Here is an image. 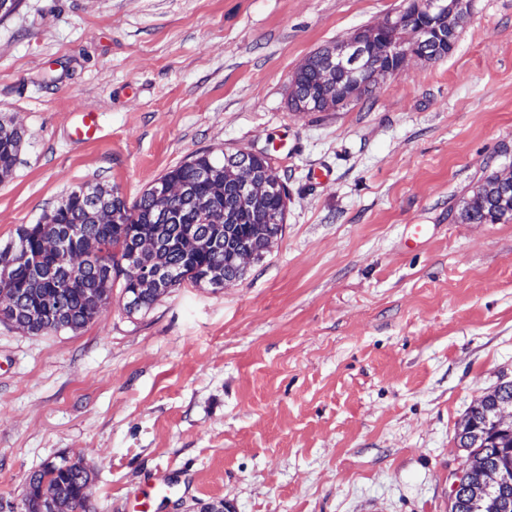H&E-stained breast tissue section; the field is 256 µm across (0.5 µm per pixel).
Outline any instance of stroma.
<instances>
[{
  "instance_id": "35a3bbf8",
  "label": "stroma",
  "mask_w": 512,
  "mask_h": 512,
  "mask_svg": "<svg viewBox=\"0 0 512 512\" xmlns=\"http://www.w3.org/2000/svg\"><path fill=\"white\" fill-rule=\"evenodd\" d=\"M403 0H23L0 22V119L26 138L0 244L70 189L128 200L203 150L264 149L285 229L240 281L77 333L0 322V512L63 453L94 512H449L469 407L512 381V221L458 210L512 164V0L454 50L329 112L288 106L315 51ZM97 142L76 145L79 113ZM98 130V117L94 112H84L81 122L75 126L71 135V140L74 144H86L95 140V135Z\"/></svg>"
}]
</instances>
